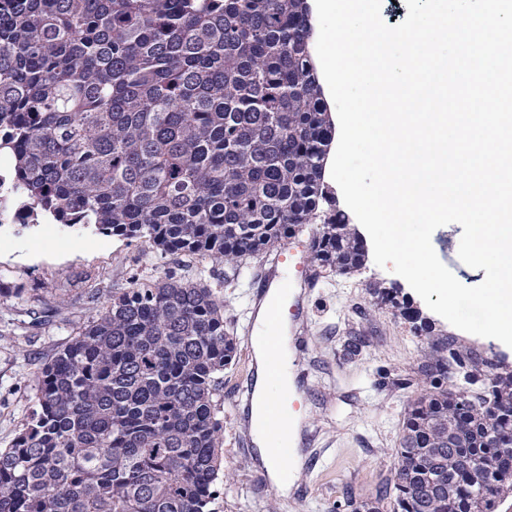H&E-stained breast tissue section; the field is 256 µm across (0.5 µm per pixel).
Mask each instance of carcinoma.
Returning a JSON list of instances; mask_svg holds the SVG:
<instances>
[{
  "instance_id": "carcinoma-1",
  "label": "carcinoma",
  "mask_w": 512,
  "mask_h": 512,
  "mask_svg": "<svg viewBox=\"0 0 512 512\" xmlns=\"http://www.w3.org/2000/svg\"><path fill=\"white\" fill-rule=\"evenodd\" d=\"M335 128L308 0H0V151L21 212L93 226L241 276L305 224L342 275L368 250L324 180ZM372 297L426 351L400 448L351 512H496L512 495V365L437 333L394 286ZM372 345L353 333L343 355ZM237 351L212 288L133 277L41 370L0 450V512H212Z\"/></svg>"
}]
</instances>
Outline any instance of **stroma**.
<instances>
[{
    "mask_svg": "<svg viewBox=\"0 0 512 512\" xmlns=\"http://www.w3.org/2000/svg\"><path fill=\"white\" fill-rule=\"evenodd\" d=\"M462 228L436 229L432 246L440 261L464 285H479L485 270L458 256ZM262 256L248 259L238 285L222 286L206 259L163 255L142 242H127L95 229L41 222L24 228L0 226V448L9 447L35 398L41 369L110 302L112 291L127 287L131 275L154 280L175 272L211 285L224 303V322L237 339V353L215 400L224 421L219 493L214 512H329L346 490L369 497L396 461L410 390H379L382 368L414 366L424 345L408 322L391 308L375 305L368 283L401 286L422 307L410 285L391 270L368 262L351 275L322 272L301 314L305 347L295 352L292 374L305 397L304 454L309 468L298 471L293 493L281 501L265 486L257 447L235 416L233 403L250 388L253 349L245 332L251 313L249 284L261 274ZM372 336L369 355L346 360L338 351L344 336Z\"/></svg>",
    "mask_w": 512,
    "mask_h": 512,
    "instance_id": "stroma-1",
    "label": "stroma"
}]
</instances>
